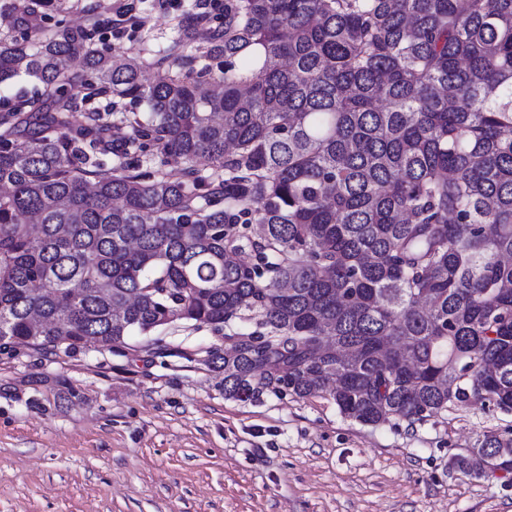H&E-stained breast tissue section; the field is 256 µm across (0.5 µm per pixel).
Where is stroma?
Masks as SVG:
<instances>
[{
    "mask_svg": "<svg viewBox=\"0 0 512 512\" xmlns=\"http://www.w3.org/2000/svg\"><path fill=\"white\" fill-rule=\"evenodd\" d=\"M131 19L113 53L152 57L198 0L163 15L127 0ZM113 0H58L42 17L109 31ZM78 109L100 113L110 140L127 138L146 105L81 90ZM117 350L0 355V512H512V471L477 478L453 469L484 435L512 433V412L455 407L408 425L344 418L323 397H224L223 377L193 361L215 338L175 324ZM73 396L61 406L56 379Z\"/></svg>",
    "mask_w": 512,
    "mask_h": 512,
    "instance_id": "obj_1",
    "label": "stroma"
}]
</instances>
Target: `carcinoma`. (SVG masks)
Here are the masks:
<instances>
[{
    "label": "carcinoma",
    "instance_id": "1",
    "mask_svg": "<svg viewBox=\"0 0 512 512\" xmlns=\"http://www.w3.org/2000/svg\"><path fill=\"white\" fill-rule=\"evenodd\" d=\"M198 24L156 83L85 28L0 38V84L43 89L0 116V354L180 322L220 340L201 362L227 399L512 411V0H224L204 48ZM84 87L149 117L115 147ZM144 141L152 172L98 162ZM452 465L512 469V437Z\"/></svg>",
    "mask_w": 512,
    "mask_h": 512
}]
</instances>
